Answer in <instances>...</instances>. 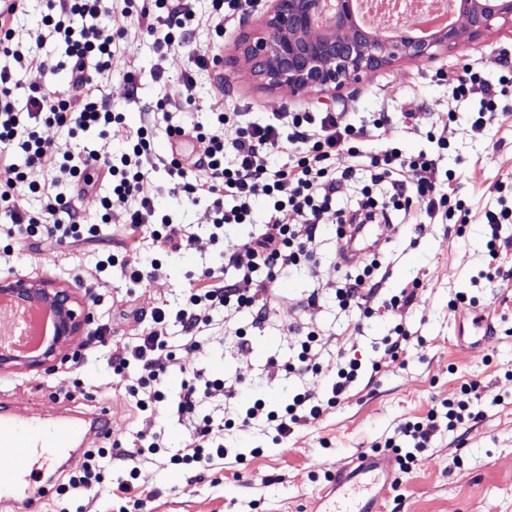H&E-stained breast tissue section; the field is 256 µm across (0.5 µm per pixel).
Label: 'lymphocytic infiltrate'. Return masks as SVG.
<instances>
[{
    "label": "lymphocytic infiltrate",
    "mask_w": 512,
    "mask_h": 512,
    "mask_svg": "<svg viewBox=\"0 0 512 512\" xmlns=\"http://www.w3.org/2000/svg\"><path fill=\"white\" fill-rule=\"evenodd\" d=\"M23 5L24 0H0V55L41 73L66 67L71 90L65 95L35 93L20 107L12 97L10 70L0 69V169L5 172L0 180V218L8 222L10 238L8 244L0 246V255L11 254L16 247L43 234L77 243L99 238L101 233L99 226L83 224L78 206L71 201L56 199L42 214L28 210L27 198L41 192L42 187L30 181L26 170L15 163L14 156L19 151L25 153L28 164H56L62 178L86 190L99 179H108L111 193L101 197L100 204L107 211L125 210L126 236L150 234L158 251L164 254L187 249L192 236L186 228L174 223L170 216L156 214L157 189L149 178L155 167L151 125L141 126L129 136L122 152L78 145L60 159L44 135L45 129L55 126L69 127L74 133L96 128L106 140L113 126L123 122L121 113L99 98L94 86L95 75L108 69L120 47L119 39L97 23L107 10L106 0H49L43 24L51 37L66 45L67 62L63 65L49 57L26 56L15 44L13 22ZM140 17L166 57L183 47L195 12L190 0H150L148 6L141 8ZM187 132L181 127L175 130L179 136ZM188 133L203 146L193 166H185L177 157L165 160L164 166L174 190L184 192L195 202L210 201L213 239L223 240L226 225L246 223L258 196L267 198L270 216L264 231L249 246L225 247L224 266L236 272V279L205 269L182 307L174 312L163 308L153 311L152 324L137 343L110 346L107 328L96 326L95 343L109 348L114 374L142 411L155 410L164 399L159 388L165 372L162 360L173 354L167 336L169 320H176L194 336L205 330L218 310L230 316L248 312L251 325L259 326L266 319L283 274L293 268L313 266L309 245L324 228L335 227L337 239L345 241L352 224H372L391 213L407 217L417 208L430 216L451 218L464 210L462 203H451L444 187L434 181L435 156L421 153L406 157L395 148L380 156L367 154L360 146L363 130L342 124L332 112L318 120L307 112H287L278 122L246 126L238 121L236 113L221 112L211 128L197 125ZM274 149L291 154L292 166L270 167L267 155ZM340 157L346 161L341 169L336 166ZM406 168L418 175L410 189L399 178ZM359 172L368 174L370 183L362 188L355 208H337L336 197L343 184ZM385 179L390 182L391 192L387 201L380 202L374 197L373 188ZM288 209L300 216V223L280 222L279 213ZM392 257L387 249L370 254L362 268L342 271L336 290L340 308L358 309L368 318L395 319L393 331L383 338L380 356L372 365L377 372L394 364L411 339L403 320L416 297L415 290L405 288L387 298L380 294L379 272ZM240 278L253 283L252 293L239 291L236 281ZM319 336L317 327L307 326L296 358L282 366L289 374L312 375L309 388L296 393L280 411L267 409L263 399H256L236 411L234 417L225 419V429L246 431L262 424L282 439L344 400L359 376L361 364L352 359L338 365L332 385L324 386ZM480 398L479 383L471 382L462 387L460 398L445 402L443 410L434 409L425 420L401 424L397 439L386 443L400 470L411 469L418 453L425 451L439 429L452 431L473 420L471 405ZM212 431L211 419L203 418L187 448L170 456V465L176 468L224 457L227 450L215 442ZM127 452L123 448L86 450L79 464L57 475L59 495L101 492L106 487L103 459H119Z\"/></svg>",
    "instance_id": "1"
}]
</instances>
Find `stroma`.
I'll list each match as a JSON object with an SVG mask.
<instances>
[{"instance_id": "stroma-1", "label": "stroma", "mask_w": 512, "mask_h": 512, "mask_svg": "<svg viewBox=\"0 0 512 512\" xmlns=\"http://www.w3.org/2000/svg\"><path fill=\"white\" fill-rule=\"evenodd\" d=\"M269 7L268 0H259L250 16L225 20L219 34L208 19L210 0H194L190 48L197 56L217 53L218 60L194 71L190 93L195 102L189 105L177 65L162 60L144 25L125 11L122 0H112L100 22L112 33L126 35L128 42L115 53L110 68L95 77L99 95L124 116L122 125L112 129L110 147L122 150L127 135L150 120L155 125L154 153L166 159L170 156L168 127L205 126L215 112H236L242 123L264 124L282 112L329 111L343 113L354 127L366 128V151L381 153L395 146L408 155L439 156L437 179L446 180L449 196L462 201L468 211L463 233H455L439 217L429 220L419 236L397 220L381 231L394 252L382 282L383 295L399 293L414 281L420 284L406 317L413 336L406 352L392 366L372 372L371 363L394 323L363 319L357 310L338 307V277L331 269L341 244L335 231L328 229L312 246L315 270L288 271L277 285L278 304L264 324L252 329L249 347H240L227 336L220 311L189 349L182 346L180 326L170 324L175 357L167 363L162 381L165 399L157 411L136 408L114 381L105 352L90 355L78 367L58 362L47 373L22 368L0 372V406L48 421L111 409V436L82 435L69 451L75 459L86 449L106 448L114 440L128 448L138 434L157 437L159 453L115 463L106 472L112 483L134 466L148 473L152 481L146 512H308L314 494L325 487V476L337 462L357 450L383 446L400 424L425 418L442 402L458 398L463 383L476 381L482 392L479 417L467 428L437 433L411 471L397 473L396 486L378 498L375 512H482L486 507L492 512H512V247L502 250L496 261L501 277L489 282L480 276L491 261L487 249L491 230L485 214L498 209L499 199L512 200V99L499 98L493 119L477 132L472 124L478 116V97H457L448 83L451 72L470 64L490 84H498L497 60H512V27H496L474 41L439 52L428 62L401 61L372 71L361 83L334 93L289 99L260 88L252 76L230 62L242 36L259 25ZM44 9L45 0H29L14 20V39L30 55L65 59L63 43L36 38ZM131 75L138 82L134 94L127 81ZM162 99L168 103V113L154 115L155 104ZM380 112L389 113L393 120L387 140L372 127ZM438 112L452 116L444 149L427 136ZM414 119L420 124L416 131L409 128ZM27 168L30 180L46 186L50 195L77 198L85 223L102 224V235L81 246L47 235L29 240L11 254L7 268L18 278L71 287L83 304L89 292H96L99 302L92 317L108 325L114 340L136 341L145 333L154 308H178L204 268L224 265L223 245L211 237L209 202L194 203L184 193L171 191L164 169L150 175L159 188L157 210L175 223L188 225L195 236L190 249L167 256L158 255L149 236L123 235L124 211L104 214L100 199L107 193L106 185H97L81 198L76 186L60 179L57 170ZM499 184L504 187L500 194L495 191ZM116 244L137 256L159 257L160 270L145 268L137 286L117 266L96 274L99 254ZM314 290L319 304L311 310L305 303ZM461 293L477 297L482 323L473 322V313L467 309L449 308V301ZM308 322L315 323L321 333L324 373L335 371L338 354L360 360L361 376L347 399L322 418L296 428L280 443L261 427L223 431L226 447L246 453L244 463L230 456L199 469L165 466V458L186 446L203 417L221 421L225 409L256 398L278 406L308 384V377H287L277 369L296 356ZM489 326L496 330L497 343L486 350L476 340ZM196 373L213 385L200 391L194 412L179 413L181 382ZM220 379L238 388L237 400H226L223 387L216 385ZM66 390L72 392V399L63 398ZM39 508L40 512H136L132 499L116 495L91 500L79 494L63 500L53 494Z\"/></svg>"}]
</instances>
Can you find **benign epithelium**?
Wrapping results in <instances>:
<instances>
[{"label": "benign epithelium", "instance_id": "obj_1", "mask_svg": "<svg viewBox=\"0 0 512 512\" xmlns=\"http://www.w3.org/2000/svg\"><path fill=\"white\" fill-rule=\"evenodd\" d=\"M353 2L272 0L260 28L244 36L232 62L246 66L268 90H286L292 96L326 93L402 60H429L441 49L479 38L499 21L512 25V0H464L456 23L432 38L376 36L358 26ZM2 293L46 302L59 315V323L51 344L35 356L21 358L0 350V370L54 368L83 323L89 322L87 316L82 322L77 320L72 294L66 288H48L25 279L3 280Z\"/></svg>", "mask_w": 512, "mask_h": 512}]
</instances>
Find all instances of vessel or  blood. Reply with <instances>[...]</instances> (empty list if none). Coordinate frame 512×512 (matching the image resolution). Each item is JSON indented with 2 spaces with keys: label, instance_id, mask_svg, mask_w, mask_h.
Here are the masks:
<instances>
[{
  "label": "vessel or blood",
  "instance_id": "obj_1",
  "mask_svg": "<svg viewBox=\"0 0 512 512\" xmlns=\"http://www.w3.org/2000/svg\"><path fill=\"white\" fill-rule=\"evenodd\" d=\"M80 427L70 420L43 426L0 410V500L16 505L19 512H37L46 491L40 479L58 457L71 448ZM394 482L390 457L358 451L336 465L331 485L320 492L317 504L332 503L333 512H373L377 486Z\"/></svg>",
  "mask_w": 512,
  "mask_h": 512
}]
</instances>
